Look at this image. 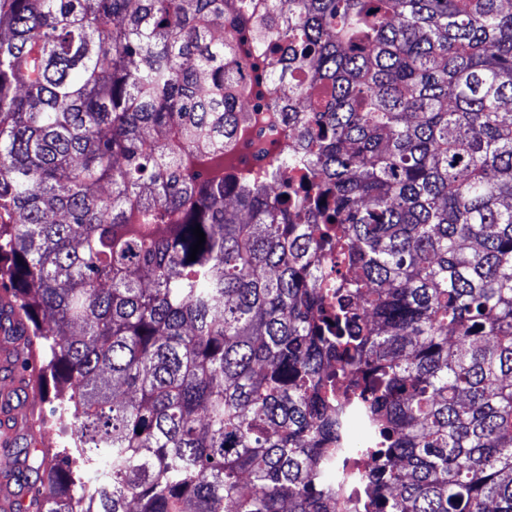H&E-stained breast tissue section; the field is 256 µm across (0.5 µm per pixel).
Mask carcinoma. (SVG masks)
I'll list each match as a JSON object with an SVG mask.
<instances>
[{"label": "carcinoma", "instance_id": "carcinoma-1", "mask_svg": "<svg viewBox=\"0 0 512 512\" xmlns=\"http://www.w3.org/2000/svg\"><path fill=\"white\" fill-rule=\"evenodd\" d=\"M247 24L276 200L224 183ZM508 107L512 0H0V329L65 434L26 512H336L355 420V512H512Z\"/></svg>", "mask_w": 512, "mask_h": 512}]
</instances>
